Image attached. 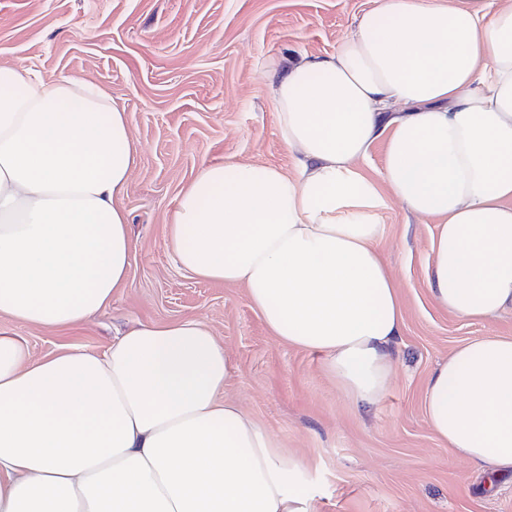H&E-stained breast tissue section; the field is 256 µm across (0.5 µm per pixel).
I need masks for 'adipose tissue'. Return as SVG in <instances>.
Wrapping results in <instances>:
<instances>
[{
	"mask_svg": "<svg viewBox=\"0 0 512 512\" xmlns=\"http://www.w3.org/2000/svg\"><path fill=\"white\" fill-rule=\"evenodd\" d=\"M267 91L293 173L202 164L167 247L181 269L244 286L274 336L375 405L403 324L379 249L388 199L437 226L440 306L512 312V0H385L334 52L276 66ZM379 140L374 180L359 163ZM137 156L99 83L0 67L1 316L66 327L110 305ZM233 370L199 319L41 358L0 330V512H312L298 459L225 398ZM422 400L451 455L489 481L512 472V336L457 346Z\"/></svg>",
	"mask_w": 512,
	"mask_h": 512,
	"instance_id": "ef3b65f1",
	"label": "adipose tissue"
}]
</instances>
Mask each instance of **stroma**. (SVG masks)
Returning <instances> with one entry per match:
<instances>
[{
    "label": "stroma",
    "mask_w": 512,
    "mask_h": 512,
    "mask_svg": "<svg viewBox=\"0 0 512 512\" xmlns=\"http://www.w3.org/2000/svg\"><path fill=\"white\" fill-rule=\"evenodd\" d=\"M383 0H0V66L51 82L92 79L126 112L139 157L116 203L129 217L128 282L69 328L0 317L40 358L101 351L140 323L206 321L229 350L224 388L301 464L314 512H512V474L486 487L429 428L425 382L458 345L512 335V313L478 323L440 307L426 283L436 232L397 201L379 248L400 290L394 374L374 407L341 392L319 355L273 336L244 287L180 269L167 224L206 161L292 167L267 85L274 62L323 55Z\"/></svg>",
    "instance_id": "stroma-1"
}]
</instances>
